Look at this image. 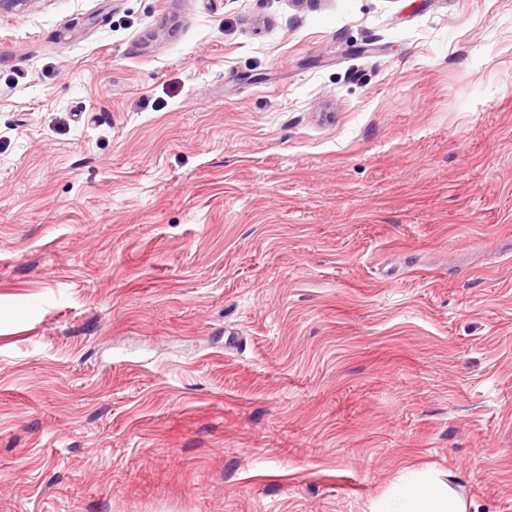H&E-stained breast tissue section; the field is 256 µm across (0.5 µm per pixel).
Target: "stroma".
Returning a JSON list of instances; mask_svg holds the SVG:
<instances>
[{
    "mask_svg": "<svg viewBox=\"0 0 512 512\" xmlns=\"http://www.w3.org/2000/svg\"><path fill=\"white\" fill-rule=\"evenodd\" d=\"M512 512V0L0 12V512ZM377 512H466L464 502L448 491V485L436 479L422 480L403 493L384 501Z\"/></svg>",
    "mask_w": 512,
    "mask_h": 512,
    "instance_id": "obj_1",
    "label": "stroma"
}]
</instances>
